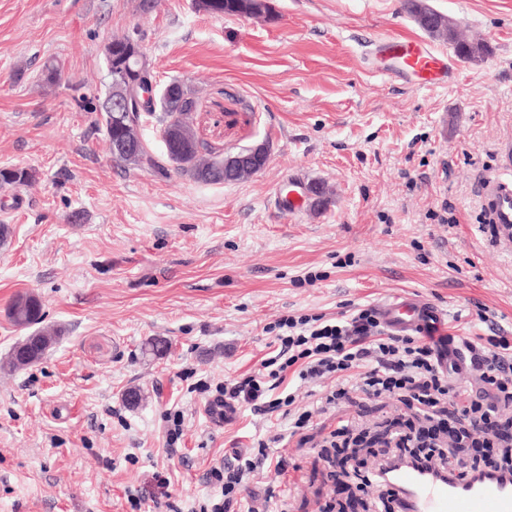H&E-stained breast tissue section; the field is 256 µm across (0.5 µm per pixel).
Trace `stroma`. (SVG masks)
<instances>
[{
    "label": "stroma",
    "mask_w": 512,
    "mask_h": 512,
    "mask_svg": "<svg viewBox=\"0 0 512 512\" xmlns=\"http://www.w3.org/2000/svg\"><path fill=\"white\" fill-rule=\"evenodd\" d=\"M270 3L267 19L213 17L194 0L147 13L137 0H0V169L34 174L0 184V360L25 334L8 315L17 294L65 330L35 366L0 369V512H190L227 453L275 433L288 469L261 468L236 512H367L379 488L337 491L355 463L330 434L347 418L373 438L404 413L396 398L323 411L329 381L301 386L294 406L312 413L301 441L246 407L212 426L187 372L239 377L273 351L267 328L280 318L403 292L437 304L451 335L512 336V245L495 240L482 196L485 178L512 181V0H429L460 39L488 46L432 88L372 61L384 35L453 51L401 0ZM115 36L140 40L157 88L196 91L200 140L227 153L268 143L263 170L206 184L114 161L100 106ZM292 179L321 185L323 204L277 214L271 198ZM441 210L454 223L434 220ZM152 338L168 340L165 356L143 355ZM171 407L184 418L172 447ZM160 475L166 506L152 500Z\"/></svg>",
    "instance_id": "obj_1"
}]
</instances>
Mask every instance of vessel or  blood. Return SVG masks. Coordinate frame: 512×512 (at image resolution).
Returning a JSON list of instances; mask_svg holds the SVG:
<instances>
[{
  "label": "vessel or blood",
  "mask_w": 512,
  "mask_h": 512,
  "mask_svg": "<svg viewBox=\"0 0 512 512\" xmlns=\"http://www.w3.org/2000/svg\"><path fill=\"white\" fill-rule=\"evenodd\" d=\"M376 53L415 76L420 85L447 83L453 73L444 54L423 42L388 37L375 42ZM488 220L497 239L512 243V184L492 177L483 185ZM375 311L383 328L393 334L444 338L448 324L437 305L410 293L379 302ZM380 485L393 493L400 512H512V475L477 472L461 480L449 472L408 460L384 463L376 472Z\"/></svg>",
  "instance_id": "obj_1"
}]
</instances>
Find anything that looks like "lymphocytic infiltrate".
I'll use <instances>...</instances> for the list:
<instances>
[{
	"mask_svg": "<svg viewBox=\"0 0 512 512\" xmlns=\"http://www.w3.org/2000/svg\"><path fill=\"white\" fill-rule=\"evenodd\" d=\"M271 330L280 350L258 372L218 384L201 378L192 391L210 402L244 404L262 415H279L293 437L302 435L312 414L293 410V395L279 394L287 376L304 383L331 380L320 398L325 411L343 402L356 404L361 396L392 395L414 416L413 421L397 422L390 435L396 447L432 445L446 438L469 450L471 472L512 473V336H488L479 344L456 337L477 377L478 389L471 392L453 381L430 342L386 332L371 307L337 320L322 314L287 316ZM280 441L277 434L258 440L253 457L213 468L219 492L198 501L193 512H233L238 494L266 461L285 472L286 459L271 455Z\"/></svg>",
	"mask_w": 512,
	"mask_h": 512,
	"instance_id": "f902f5d3",
	"label": "lymphocytic infiltrate"
}]
</instances>
